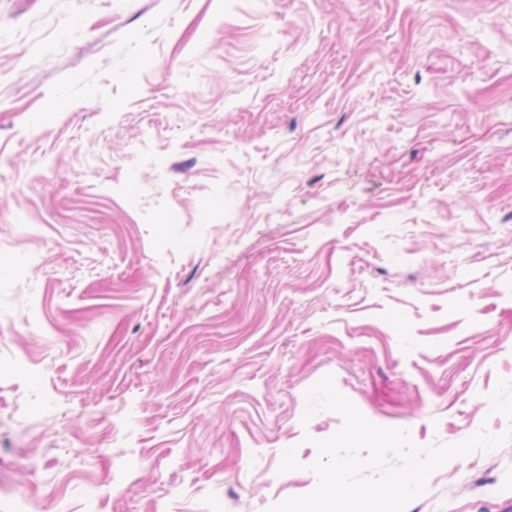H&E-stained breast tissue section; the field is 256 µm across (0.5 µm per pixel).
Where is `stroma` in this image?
Listing matches in <instances>:
<instances>
[{"label":"stroma","mask_w":512,"mask_h":512,"mask_svg":"<svg viewBox=\"0 0 512 512\" xmlns=\"http://www.w3.org/2000/svg\"><path fill=\"white\" fill-rule=\"evenodd\" d=\"M327 375L511 425L512 0H0V512H268ZM406 512H512V441Z\"/></svg>","instance_id":"1"}]
</instances>
